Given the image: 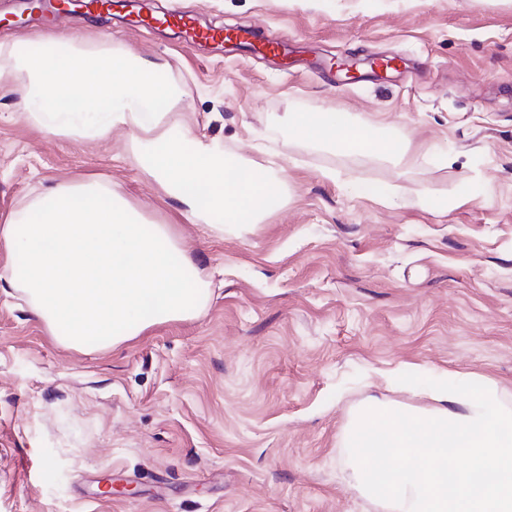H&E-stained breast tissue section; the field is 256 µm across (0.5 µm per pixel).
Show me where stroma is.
<instances>
[{
    "instance_id": "1",
    "label": "stroma",
    "mask_w": 512,
    "mask_h": 512,
    "mask_svg": "<svg viewBox=\"0 0 512 512\" xmlns=\"http://www.w3.org/2000/svg\"><path fill=\"white\" fill-rule=\"evenodd\" d=\"M107 2L56 31L162 64L182 92L169 120L268 168L285 198L259 224L195 222L126 128L54 137L22 109L26 73L0 87V224L97 181L171 225L211 288L204 312L87 351L0 290V512H382L350 468L359 407L428 406L404 373L491 382L512 406V0H150L132 22ZM31 10L0 0L1 65L41 34ZM172 14L252 26L290 61L189 40ZM326 110L407 156L294 136L289 113Z\"/></svg>"
}]
</instances>
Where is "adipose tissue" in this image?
<instances>
[{"mask_svg":"<svg viewBox=\"0 0 512 512\" xmlns=\"http://www.w3.org/2000/svg\"><path fill=\"white\" fill-rule=\"evenodd\" d=\"M0 81L26 71V114L54 136H102L130 130L146 173L204 224L259 223L283 196L264 167L214 141L164 123L179 96L161 66L112 51L90 50L48 33L19 40ZM294 135L353 154L404 156V141L348 113L296 112ZM0 282L22 293L60 343L92 350L120 345L151 326L200 312L210 289L170 225L147 224L121 193L98 182L58 185L0 225Z\"/></svg>","mask_w":512,"mask_h":512,"instance_id":"adipose-tissue-1","label":"adipose tissue"}]
</instances>
